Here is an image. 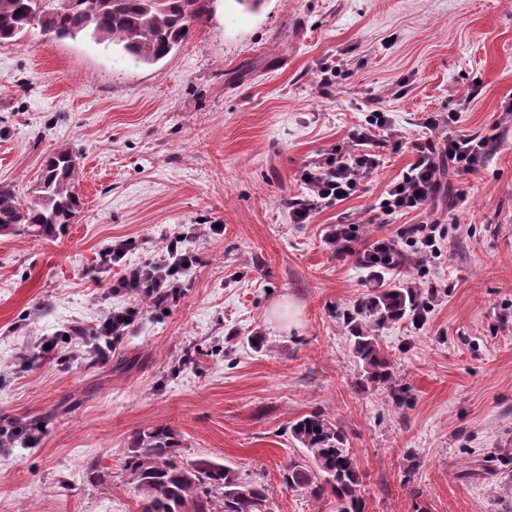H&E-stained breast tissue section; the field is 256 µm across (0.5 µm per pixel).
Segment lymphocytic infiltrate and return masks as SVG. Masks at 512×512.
Segmentation results:
<instances>
[{"mask_svg":"<svg viewBox=\"0 0 512 512\" xmlns=\"http://www.w3.org/2000/svg\"><path fill=\"white\" fill-rule=\"evenodd\" d=\"M457 121L458 116L453 112L424 119V128L441 133L442 138L437 143L429 139L414 142L416 161L389 184L376 206L383 216L392 219L401 214L426 210L440 186L441 161H450L460 179L476 172L490 151V140L451 131V124ZM389 126L384 112L373 111L364 124L351 132L352 150H337L317 163L305 165L299 171L298 179L308 198L289 204L291 222L312 223L322 206L343 202L363 192L367 181L381 165L378 148L381 134ZM197 235L195 225H183L181 231L168 240L163 255L136 265L125 261L128 252L135 247L134 241L116 239L99 251L96 265L115 270L116 288L129 292L147 289L155 303L160 304L177 298L182 275L195 266L197 256L185 242ZM444 238L445 234L436 220L409 225L395 238L378 237L361 251L354 248L358 241L356 223L345 220L328 225L324 234L325 242L338 253L356 254L358 263L376 281L383 280L386 273L404 267L408 257H415L417 263L423 264L441 256Z\"/></svg>","mask_w":512,"mask_h":512,"instance_id":"lymphocytic-infiltrate-1","label":"lymphocytic infiltrate"}]
</instances>
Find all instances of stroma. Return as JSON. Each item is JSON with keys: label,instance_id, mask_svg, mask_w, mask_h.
<instances>
[{"label": "stroma", "instance_id": "35a3bbf8", "mask_svg": "<svg viewBox=\"0 0 512 512\" xmlns=\"http://www.w3.org/2000/svg\"><path fill=\"white\" fill-rule=\"evenodd\" d=\"M509 103L512 0H215L151 65L37 32L0 45V185L26 195L45 157L69 149L84 202L52 231H0V427L15 438L0 448V512H141L124 462L133 434L159 425L186 459L265 483L273 512H337L334 497L282 485L301 454L290 427L314 411L344 430L365 512H512L496 465L512 459ZM376 109L392 126L365 193L290 223L288 201L307 196L297 171ZM455 109L458 130L493 149L426 214L451 227L441 256L386 277L419 287L431 310L380 330L394 376L375 387L347 327L368 272L323 229L346 216L368 243L415 223H375L372 207L414 162L424 113ZM199 222L224 234L191 240L197 263L167 307L112 291L95 266L113 238L136 240V264ZM126 303L139 319L106 354L71 335ZM47 338L57 347L43 358Z\"/></svg>", "mask_w": 512, "mask_h": 512}]
</instances>
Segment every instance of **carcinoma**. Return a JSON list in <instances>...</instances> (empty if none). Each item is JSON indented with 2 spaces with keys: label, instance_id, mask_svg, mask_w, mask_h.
<instances>
[{
  "label": "carcinoma",
  "instance_id": "cac0c4a2",
  "mask_svg": "<svg viewBox=\"0 0 512 512\" xmlns=\"http://www.w3.org/2000/svg\"><path fill=\"white\" fill-rule=\"evenodd\" d=\"M214 0H0V45L15 44L38 30L59 40L86 39L119 46L136 61L155 64L178 49L193 24L212 12ZM79 166L67 150L48 155L40 178L24 198L0 186V230L30 224L50 230L71 224L82 209ZM423 299L418 288H384L348 317L351 353L366 381L388 383L392 361L378 332L404 320ZM291 436L306 457L288 462L284 487L319 500L340 502L338 512H365L363 477L345 432L320 412L298 419ZM124 463L140 496L141 512H272V497L261 483L243 482L222 463L187 460L167 427L137 431Z\"/></svg>",
  "mask_w": 512,
  "mask_h": 512
}]
</instances>
